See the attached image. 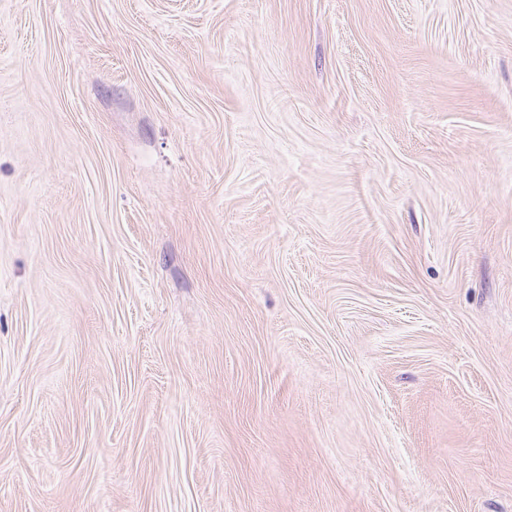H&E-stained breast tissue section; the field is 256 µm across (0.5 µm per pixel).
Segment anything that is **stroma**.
<instances>
[{"instance_id":"1","label":"stroma","mask_w":512,"mask_h":512,"mask_svg":"<svg viewBox=\"0 0 512 512\" xmlns=\"http://www.w3.org/2000/svg\"><path fill=\"white\" fill-rule=\"evenodd\" d=\"M0 512H512V0H0Z\"/></svg>"}]
</instances>
